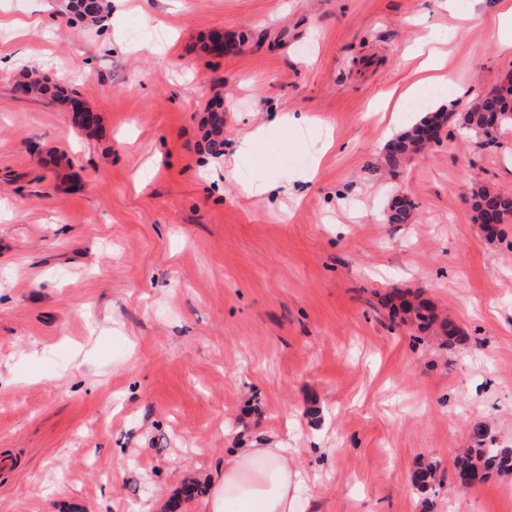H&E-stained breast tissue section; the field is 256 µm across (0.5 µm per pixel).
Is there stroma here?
<instances>
[{
    "label": "stroma",
    "mask_w": 512,
    "mask_h": 512,
    "mask_svg": "<svg viewBox=\"0 0 512 512\" xmlns=\"http://www.w3.org/2000/svg\"><path fill=\"white\" fill-rule=\"evenodd\" d=\"M68 3L0 0V512H201L185 484L267 447L305 475L301 512H512V473L454 481L475 425L512 448V222L471 200L512 192V131L452 124L392 171L420 114L367 113L425 49L448 53L437 108L511 78L497 0H111L100 29ZM31 73L98 132L18 97ZM275 112L298 122L256 148L288 190L244 196L232 154ZM398 195L411 223L384 220ZM404 297L438 324L393 316ZM24 88L23 93L26 96L33 97H46L53 102L65 104L72 107L74 104H79L81 109L85 112L84 101L76 99L73 92L69 91L64 85L59 83H51L47 79H27L26 81L17 82L15 88ZM221 101L216 100L208 109L205 119L204 141L206 150L211 155L224 154V113L221 111ZM475 221L479 223L484 213L497 216L498 223L504 224L507 216H512V196L483 185L472 191Z\"/></svg>",
    "instance_id": "stroma-1"
}]
</instances>
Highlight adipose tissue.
Here are the masks:
<instances>
[{
    "instance_id": "obj_1",
    "label": "adipose tissue",
    "mask_w": 512,
    "mask_h": 512,
    "mask_svg": "<svg viewBox=\"0 0 512 512\" xmlns=\"http://www.w3.org/2000/svg\"><path fill=\"white\" fill-rule=\"evenodd\" d=\"M444 66L442 58L428 59L423 67L424 77L398 96L389 95L374 104V111H407L409 101L421 90L447 85L448 79L442 74ZM293 122L292 116L283 113L269 125L244 136L237 153L243 193L262 196L278 188V179L253 146ZM303 483L301 473L289 465L285 449L237 448L225 458L223 473L212 479L214 492L206 504V512H298Z\"/></svg>"
}]
</instances>
